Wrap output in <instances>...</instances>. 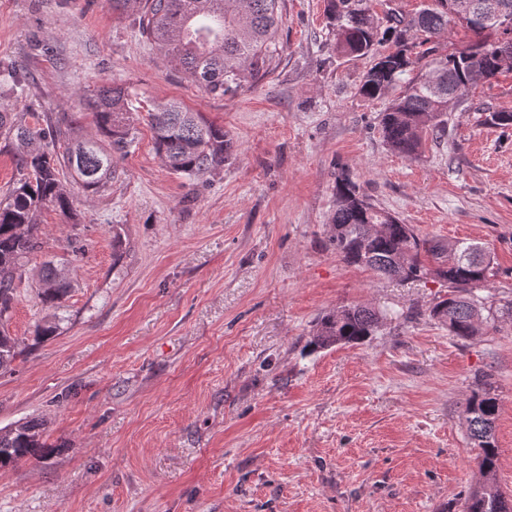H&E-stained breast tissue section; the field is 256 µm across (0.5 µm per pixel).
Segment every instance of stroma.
Segmentation results:
<instances>
[{
  "label": "stroma",
  "mask_w": 512,
  "mask_h": 512,
  "mask_svg": "<svg viewBox=\"0 0 512 512\" xmlns=\"http://www.w3.org/2000/svg\"><path fill=\"white\" fill-rule=\"evenodd\" d=\"M324 0H279L268 73L215 96L191 84L110 0H0V99L27 125L100 140L85 96L128 89L137 139L110 190L63 174L76 218L42 210L0 374V428L38 419L49 458L0 470V512H463L482 477L466 405L499 401L496 481L512 495V71L478 85L416 158L392 151L387 99L358 93L371 64L343 57ZM174 100L236 150L196 180L158 157L148 111ZM443 244L493 259L480 335L429 311L446 282H398L331 242L335 180ZM120 234L121 251L112 236ZM72 280L62 308L37 292L46 263ZM380 312L358 345L309 351L319 317ZM52 323L54 335L37 337Z\"/></svg>",
  "instance_id": "obj_1"
}]
</instances>
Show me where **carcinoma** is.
I'll use <instances>...</instances> for the list:
<instances>
[{
  "label": "carcinoma",
  "instance_id": "cac0c4a2",
  "mask_svg": "<svg viewBox=\"0 0 512 512\" xmlns=\"http://www.w3.org/2000/svg\"><path fill=\"white\" fill-rule=\"evenodd\" d=\"M372 2L325 0V18L337 53L373 57L359 84L361 96L378 99L404 87L389 101L381 128L391 150L412 158L420 152L425 135L445 133L448 94L458 93V104L472 107V73L489 82L504 72V60L512 62V29L500 32L492 23L474 31L477 40L466 52L442 54L436 42L457 25L448 14V0H429L411 18L390 12L384 28ZM278 4L279 0H112V11L138 12L139 31L147 41L192 83L224 96L268 72L277 50ZM386 42L392 47L380 50ZM423 60L428 69L424 77L407 78L414 64ZM86 104L107 145L77 139L61 159L49 151L61 129L51 124L31 129L19 113L0 106V137L14 139L21 147L20 178L0 199V371L10 368L18 355L17 341L4 321L22 279L21 260L40 248L37 214L44 207L69 217L74 214V200L61 183L60 171L72 170L87 191L104 192L116 174L112 158L126 155L135 142L132 109L123 87H101L86 97ZM149 117L156 152L175 173L189 178L211 174L234 152L224 128L177 102L158 105ZM335 197L332 244L344 260L395 280L431 275L447 281L451 293L432 307L430 317L447 325L453 336L471 338L479 333L484 307L474 289L488 282L493 271L480 246L458 242L453 256L445 258V245L420 237L412 225L373 205L344 168L336 175ZM39 288L41 301L58 308L72 284L65 273L49 266ZM380 324L376 311L345 306L317 321L311 344L325 349L362 343ZM498 411L497 397L489 391L473 397L467 406L470 438L479 448L485 481L467 499L465 512H512V499L494 479ZM28 455L49 456L40 424L26 421L0 429V468Z\"/></svg>",
  "mask_w": 512,
  "mask_h": 512
}]
</instances>
